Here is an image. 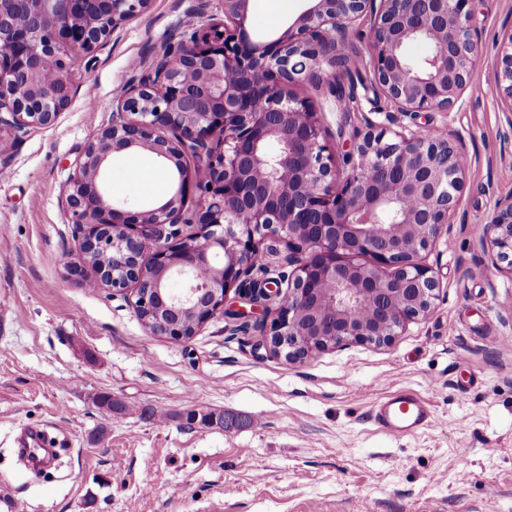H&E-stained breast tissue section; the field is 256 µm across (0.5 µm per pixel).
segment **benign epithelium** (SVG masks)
I'll return each instance as SVG.
<instances>
[{
  "label": "benign epithelium",
  "mask_w": 512,
  "mask_h": 512,
  "mask_svg": "<svg viewBox=\"0 0 512 512\" xmlns=\"http://www.w3.org/2000/svg\"><path fill=\"white\" fill-rule=\"evenodd\" d=\"M213 1L223 20L204 24ZM312 2L263 43L248 34L249 0H201L176 46L124 86L111 120L71 163L65 201L77 249L64 269L96 288L131 291L154 335L183 340L181 313L202 328L232 290L245 304L239 319L283 296L263 345L293 362L325 337L336 347L384 345L432 309L441 285L419 254L460 205L467 157L444 131L414 126L421 112L458 105L483 55L469 0ZM148 4L0 0V129L53 124L85 79L79 61ZM364 16L375 88L395 111L353 134V150L332 155L308 89L346 92L338 75L352 76L345 50ZM413 42L428 45L417 62L407 53ZM496 63L495 92L512 112V31ZM126 151L155 156L171 184L136 212L106 182L112 158ZM191 186L198 207L186 217ZM181 224L197 229L184 235ZM482 238L512 274V200L494 204ZM278 245L292 274L254 280L253 255ZM172 280L183 287L169 288Z\"/></svg>",
  "instance_id": "1"
}]
</instances>
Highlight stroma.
<instances>
[{
    "label": "stroma",
    "instance_id": "stroma-1",
    "mask_svg": "<svg viewBox=\"0 0 512 512\" xmlns=\"http://www.w3.org/2000/svg\"><path fill=\"white\" fill-rule=\"evenodd\" d=\"M198 0H151L147 12L85 56L88 81L55 123L0 141V512H512V275L481 241L496 200L512 198V114L494 94L498 41L512 0H472L486 48L450 112H424L422 131L462 140L468 168L448 242L422 252L442 287L431 312L389 344L353 343L287 362L262 347L257 318L224 315L192 339L151 334L130 298L68 280L74 249L65 188L70 165L106 124L130 78L148 65ZM288 14L250 0L255 40L281 34ZM330 129L364 128L391 111L381 94L336 109L310 90ZM146 154L112 162L108 180L129 208L167 196L139 176ZM416 393L440 418L403 437L374 422L375 402ZM107 395L124 404L105 415ZM203 408L235 418L186 428ZM166 411L167 423L154 412ZM40 427L62 443L46 474L19 459L16 438Z\"/></svg>",
    "mask_w": 512,
    "mask_h": 512
}]
</instances>
